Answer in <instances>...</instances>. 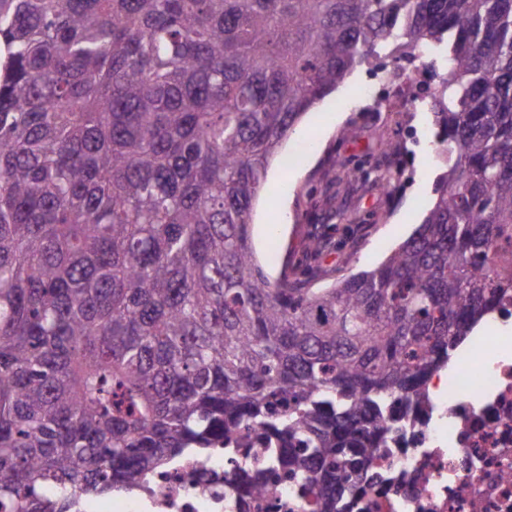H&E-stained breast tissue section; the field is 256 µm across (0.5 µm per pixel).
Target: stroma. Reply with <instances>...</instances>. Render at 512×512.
Returning a JSON list of instances; mask_svg holds the SVG:
<instances>
[{"instance_id":"stroma-1","label":"stroma","mask_w":512,"mask_h":512,"mask_svg":"<svg viewBox=\"0 0 512 512\" xmlns=\"http://www.w3.org/2000/svg\"><path fill=\"white\" fill-rule=\"evenodd\" d=\"M388 64L382 57L376 66L358 68L303 117L312 148L300 164H286L284 147L271 161L270 171L281 179L266 181L252 230L256 256L271 277L303 264L304 243L319 224L332 244L317 265L340 277L371 268L410 236L431 206L433 185L424 173L438 171L439 164L428 107L413 113L402 131L358 94L368 82L384 88ZM328 126L332 134L322 137ZM367 160L392 171L390 188L360 177Z\"/></svg>"}]
</instances>
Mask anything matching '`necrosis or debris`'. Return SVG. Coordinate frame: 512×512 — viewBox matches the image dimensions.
Here are the masks:
<instances>
[{
  "instance_id": "necrosis-or-debris-1",
  "label": "necrosis or debris",
  "mask_w": 512,
  "mask_h": 512,
  "mask_svg": "<svg viewBox=\"0 0 512 512\" xmlns=\"http://www.w3.org/2000/svg\"><path fill=\"white\" fill-rule=\"evenodd\" d=\"M471 338L421 415L418 435L375 459L391 486L368 489L357 512H512V300ZM230 464L185 456L158 471L127 512H237Z\"/></svg>"
}]
</instances>
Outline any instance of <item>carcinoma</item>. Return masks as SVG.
Segmentation results:
<instances>
[{
    "instance_id": "carcinoma-1",
    "label": "carcinoma",
    "mask_w": 512,
    "mask_h": 512,
    "mask_svg": "<svg viewBox=\"0 0 512 512\" xmlns=\"http://www.w3.org/2000/svg\"><path fill=\"white\" fill-rule=\"evenodd\" d=\"M0 45V512L257 445L225 474L254 509L281 473L350 512L512 292V0H0ZM420 46L432 207L370 270L271 278L269 159L355 67Z\"/></svg>"
}]
</instances>
